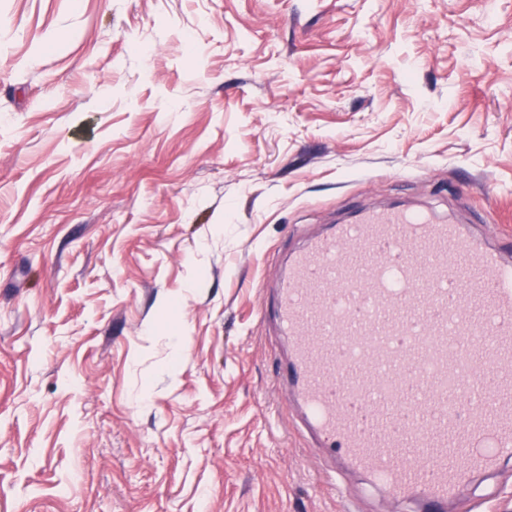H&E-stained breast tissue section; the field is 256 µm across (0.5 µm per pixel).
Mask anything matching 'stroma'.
Masks as SVG:
<instances>
[{"mask_svg":"<svg viewBox=\"0 0 512 512\" xmlns=\"http://www.w3.org/2000/svg\"><path fill=\"white\" fill-rule=\"evenodd\" d=\"M393 203L512 249V0H0V512H427L316 448L259 316Z\"/></svg>","mask_w":512,"mask_h":512,"instance_id":"1","label":"stroma"}]
</instances>
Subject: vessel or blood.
<instances>
[{
  "mask_svg": "<svg viewBox=\"0 0 512 512\" xmlns=\"http://www.w3.org/2000/svg\"><path fill=\"white\" fill-rule=\"evenodd\" d=\"M321 445L442 505L512 455V260L450 221L364 210L311 238L271 308Z\"/></svg>",
  "mask_w": 512,
  "mask_h": 512,
  "instance_id": "b4317fda",
  "label": "vessel or blood"
}]
</instances>
